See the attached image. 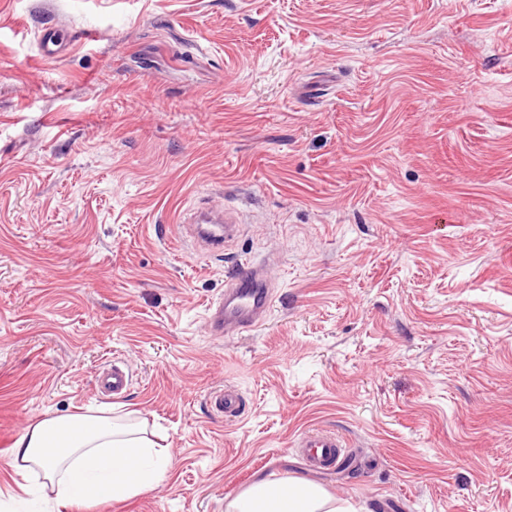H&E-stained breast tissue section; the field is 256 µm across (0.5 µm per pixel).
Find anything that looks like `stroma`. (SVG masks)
Masks as SVG:
<instances>
[{
    "instance_id": "35a3bbf8",
    "label": "stroma",
    "mask_w": 512,
    "mask_h": 512,
    "mask_svg": "<svg viewBox=\"0 0 512 512\" xmlns=\"http://www.w3.org/2000/svg\"><path fill=\"white\" fill-rule=\"evenodd\" d=\"M207 200L239 222L219 252L182 228ZM245 259L270 314L211 335ZM112 408L173 468L80 512L288 478L512 512V0H0V512L47 510L9 466L26 426ZM310 430L345 466L308 469ZM129 376L118 366L112 367V370L104 373L98 378V386L111 392L113 396L122 394L128 387Z\"/></svg>"
}]
</instances>
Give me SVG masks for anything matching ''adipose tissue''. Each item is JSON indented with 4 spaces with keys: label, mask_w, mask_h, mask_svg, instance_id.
<instances>
[{
    "label": "adipose tissue",
    "mask_w": 512,
    "mask_h": 512,
    "mask_svg": "<svg viewBox=\"0 0 512 512\" xmlns=\"http://www.w3.org/2000/svg\"><path fill=\"white\" fill-rule=\"evenodd\" d=\"M10 468L38 477L53 512L94 501L128 499L163 480L168 447L145 426L130 427L97 413L52 416L29 426L12 445ZM225 512H347L324 488L300 479L251 485Z\"/></svg>",
    "instance_id": "adipose-tissue-1"
}]
</instances>
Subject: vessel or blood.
Returning a JSON list of instances; mask_svg holds the SVG:
<instances>
[{"label": "vessel or blood", "instance_id": "vessel-or-blood-1", "mask_svg": "<svg viewBox=\"0 0 512 512\" xmlns=\"http://www.w3.org/2000/svg\"><path fill=\"white\" fill-rule=\"evenodd\" d=\"M197 215L200 227L194 236L213 248H222L238 231L226 210L204 208L198 210ZM272 301L264 266L251 261L240 263L236 272L227 278L223 296L210 306L207 325L216 336L250 332L265 321ZM128 382V374L117 366L98 378L99 387L115 395L122 394ZM300 443L310 470H323L339 458L341 442L334 434L309 432L301 437Z\"/></svg>", "mask_w": 512, "mask_h": 512}]
</instances>
